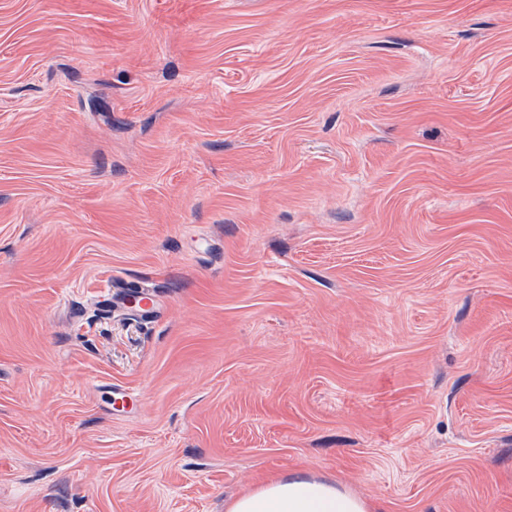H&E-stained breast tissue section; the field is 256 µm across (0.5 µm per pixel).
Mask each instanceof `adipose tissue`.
Returning <instances> with one entry per match:
<instances>
[{"label":"adipose tissue","instance_id":"ef3b65f1","mask_svg":"<svg viewBox=\"0 0 512 512\" xmlns=\"http://www.w3.org/2000/svg\"><path fill=\"white\" fill-rule=\"evenodd\" d=\"M225 512H371V507L336 481L291 475L228 501Z\"/></svg>","mask_w":512,"mask_h":512}]
</instances>
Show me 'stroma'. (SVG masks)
Segmentation results:
<instances>
[{
	"label": "stroma",
	"instance_id": "obj_1",
	"mask_svg": "<svg viewBox=\"0 0 512 512\" xmlns=\"http://www.w3.org/2000/svg\"><path fill=\"white\" fill-rule=\"evenodd\" d=\"M295 473L512 512V0H0V512Z\"/></svg>",
	"mask_w": 512,
	"mask_h": 512
}]
</instances>
